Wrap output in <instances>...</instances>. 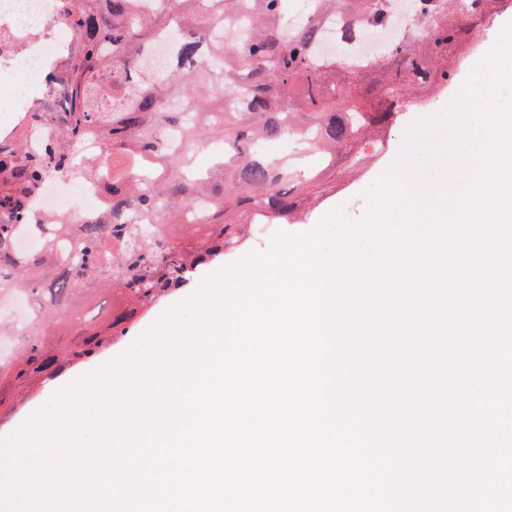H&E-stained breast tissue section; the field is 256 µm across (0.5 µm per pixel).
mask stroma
I'll return each instance as SVG.
<instances>
[{"label":"stroma","instance_id":"35a3bbf8","mask_svg":"<svg viewBox=\"0 0 512 512\" xmlns=\"http://www.w3.org/2000/svg\"><path fill=\"white\" fill-rule=\"evenodd\" d=\"M511 20L512 0H489L484 19L472 21L465 40L450 50L447 58L436 63L438 70L453 72V81L447 84L416 86L412 89L408 102L402 107L397 121L373 129V137L389 140L393 150L399 149L407 126L417 118L441 111L453 99L487 50L496 44L501 34V23ZM393 160V155L389 154L370 160L358 168L348 167L340 161L335 167L323 171L307 188L304 206L292 215L289 223L250 225L247 229V241L242 247L226 252L224 257L201 267L198 278L161 299L147 316L135 323L128 336L114 341L99 355L97 361L66 366L61 373L62 378L76 380L96 369L98 364L106 363L122 354L133 339L146 330L170 305L195 292L201 276L236 262L250 253L269 250L276 233L295 235L310 232L327 212L340 205L344 206L351 221H358L368 205L365 190L382 176ZM44 392V385L37 379L23 387H12L10 400L0 404V436L8 435L19 428L41 406Z\"/></svg>","mask_w":512,"mask_h":512}]
</instances>
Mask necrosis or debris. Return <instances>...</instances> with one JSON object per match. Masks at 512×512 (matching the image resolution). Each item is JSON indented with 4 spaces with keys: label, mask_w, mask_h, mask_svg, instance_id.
I'll list each match as a JSON object with an SVG mask.
<instances>
[{
    "label": "necrosis or debris",
    "mask_w": 512,
    "mask_h": 512,
    "mask_svg": "<svg viewBox=\"0 0 512 512\" xmlns=\"http://www.w3.org/2000/svg\"><path fill=\"white\" fill-rule=\"evenodd\" d=\"M394 23L385 30H371L344 17L325 23L317 44L319 55L354 63L381 61L385 48L404 31L418 28L412 8L394 7ZM75 50L59 9V0H0V98L11 101V110L0 121V147L21 143L23 151L37 153L48 138L46 125L23 126L21 117L34 112H67L74 101L72 87L62 70ZM112 209V181L87 177L80 171L50 175L29 198L30 225L19 226L17 251L27 255L46 242L45 233L33 232L36 224H51L69 216L83 224ZM36 319L28 297L20 291L0 296V359L19 348L20 336Z\"/></svg>",
    "instance_id": "1"
}]
</instances>
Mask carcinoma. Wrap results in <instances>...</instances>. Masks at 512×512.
I'll list each match as a JSON object with an SVG mask.
<instances>
[{"mask_svg": "<svg viewBox=\"0 0 512 512\" xmlns=\"http://www.w3.org/2000/svg\"><path fill=\"white\" fill-rule=\"evenodd\" d=\"M95 12L88 0H63L62 16L75 36L79 53L72 64L76 101L62 118L61 136L38 154L19 149L0 156V288H23L43 312L67 311L78 294L116 288L122 304L103 331H79L69 348L57 354L32 330L8 365L4 377L22 384L37 375L51 380L65 364L98 357L124 336L167 294L184 287L197 270L245 239V227L224 222L226 206L243 208L251 224L286 220L298 207L290 187L301 180L288 163L265 161L252 154L253 144L292 133L322 166L336 164V146L359 143L344 160L359 164L378 154L384 142L365 135L370 126H384L397 114L409 82L425 77L448 79L434 70L439 56L461 41L458 15L482 16L487 0H415L423 33L421 49L402 39L391 51L393 63L383 69L372 98L360 109L342 103L338 81L355 74L334 59H316L322 20L349 15L381 29L389 24L383 0H311L310 14L294 27L284 20L291 0H166L146 15L140 0H107ZM245 14L249 34L232 35L231 24ZM183 29L176 49L180 63L166 73L148 74L141 61L149 46L172 26ZM208 50L211 62L197 61ZM222 89L218 108L209 102ZM197 107L192 138L185 147L165 141L164 125L182 122L178 105ZM98 135L106 154L123 158L112 170V216L91 224H56L79 238L71 259L59 257L51 242L37 253L20 256L16 228L28 220L26 202L51 174L74 168L71 147L88 134ZM215 139L224 142V162L205 177L193 174L196 149ZM202 196L211 203L210 231L202 240L161 236L146 243L128 214L157 224L181 223V214Z\"/></svg>", "mask_w": 512, "mask_h": 512, "instance_id": "cac0c4a2", "label": "carcinoma"}]
</instances>
